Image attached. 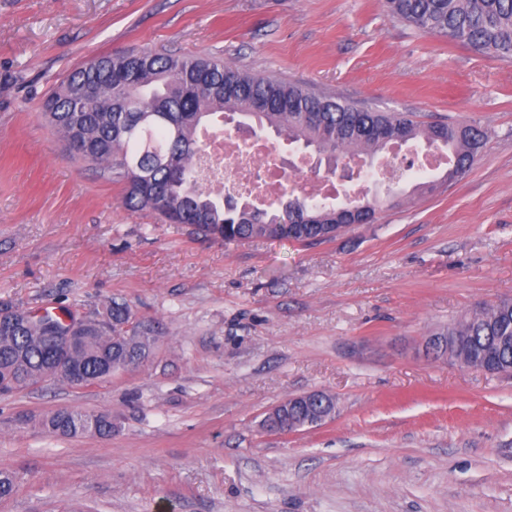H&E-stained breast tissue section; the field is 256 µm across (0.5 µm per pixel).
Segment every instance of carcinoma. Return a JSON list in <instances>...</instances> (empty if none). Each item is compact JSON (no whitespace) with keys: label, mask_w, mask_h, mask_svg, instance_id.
Segmentation results:
<instances>
[{"label":"carcinoma","mask_w":512,"mask_h":512,"mask_svg":"<svg viewBox=\"0 0 512 512\" xmlns=\"http://www.w3.org/2000/svg\"><path fill=\"white\" fill-rule=\"evenodd\" d=\"M388 12L414 28L441 35L479 52L512 60V0H385ZM239 113L278 130L294 142L318 148L334 160L352 151L376 155L392 144L422 140L446 149L451 167L444 178L466 176L477 162L487 132L461 123L425 124L412 112H382L331 94L273 79L226 64L210 56L131 51L95 57L72 71L43 104V116L62 135L69 152L79 155L125 186L123 203L147 209L166 222L187 224L195 233L243 243L253 239L289 240L300 244L331 240L336 229L349 228L365 209L366 222L395 198H350L336 211L309 197L299 212L283 211L278 202L266 214L225 209L202 187L197 164L198 132L214 118ZM102 312L112 331L91 326L78 357L92 383L137 363L156 342L153 336L118 342L130 309L111 300ZM31 321L0 331V391L44 379L54 355L40 339L44 329L67 328V307L34 310ZM448 338L436 352L465 367L482 352H494L505 375L512 374V300L485 305L448 326ZM332 407L325 393L286 399L263 426H288L292 420L315 424ZM89 412L63 408L39 421L48 433L66 438L85 435L80 421Z\"/></svg>","instance_id":"carcinoma-1"}]
</instances>
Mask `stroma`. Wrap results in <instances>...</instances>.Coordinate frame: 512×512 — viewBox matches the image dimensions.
Masks as SVG:
<instances>
[{
	"instance_id": "35a3bbf8",
	"label": "stroma",
	"mask_w": 512,
	"mask_h": 512,
	"mask_svg": "<svg viewBox=\"0 0 512 512\" xmlns=\"http://www.w3.org/2000/svg\"><path fill=\"white\" fill-rule=\"evenodd\" d=\"M215 56L421 121L488 133L463 179L314 245L227 243L123 204L41 113L88 60ZM512 298V62L415 29L384 0H0V306L112 299L157 342L91 386L0 393V512H512V378L429 352ZM322 391L324 423L262 429ZM61 407L112 418L63 438Z\"/></svg>"
}]
</instances>
